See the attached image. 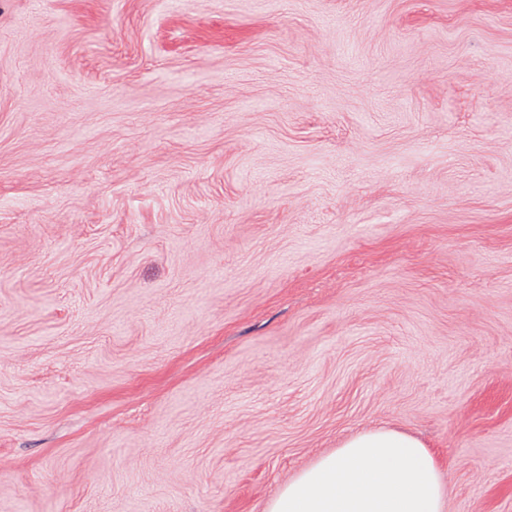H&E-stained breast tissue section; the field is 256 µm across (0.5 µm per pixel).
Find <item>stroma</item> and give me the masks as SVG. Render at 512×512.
Here are the masks:
<instances>
[{"instance_id":"obj_1","label":"stroma","mask_w":512,"mask_h":512,"mask_svg":"<svg viewBox=\"0 0 512 512\" xmlns=\"http://www.w3.org/2000/svg\"><path fill=\"white\" fill-rule=\"evenodd\" d=\"M377 428L512 512V0H0V508Z\"/></svg>"}]
</instances>
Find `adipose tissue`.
I'll return each mask as SVG.
<instances>
[{
    "instance_id": "adipose-tissue-1",
    "label": "adipose tissue",
    "mask_w": 512,
    "mask_h": 512,
    "mask_svg": "<svg viewBox=\"0 0 512 512\" xmlns=\"http://www.w3.org/2000/svg\"><path fill=\"white\" fill-rule=\"evenodd\" d=\"M448 497L429 449L379 428L319 457L277 491L266 512H445Z\"/></svg>"
}]
</instances>
